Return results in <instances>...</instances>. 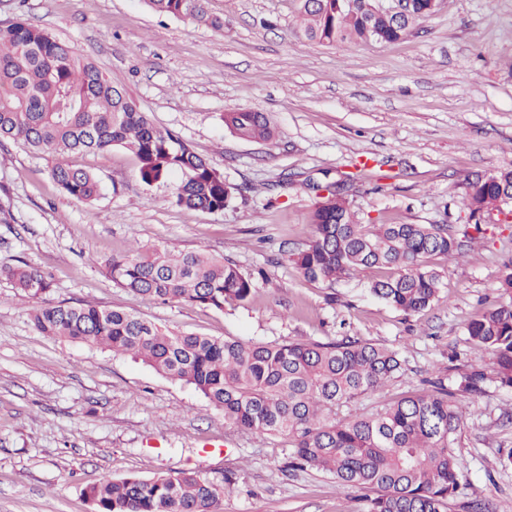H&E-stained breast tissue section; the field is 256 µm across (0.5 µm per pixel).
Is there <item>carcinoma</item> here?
Masks as SVG:
<instances>
[{
	"label": "carcinoma",
	"instance_id": "obj_1",
	"mask_svg": "<svg viewBox=\"0 0 512 512\" xmlns=\"http://www.w3.org/2000/svg\"><path fill=\"white\" fill-rule=\"evenodd\" d=\"M156 13L224 30L207 0H145ZM297 30L309 41L361 44L394 42L429 16L431 0H413L407 14L377 9L375 0H296ZM224 126L248 141L270 142L276 129L262 112H226ZM13 142L59 158L52 180L68 196L92 203L102 187L91 173L61 160L66 154L107 152L115 147L138 161L146 186L178 172L175 202L190 210L219 212L241 189L210 166L190 144L158 128L119 85L87 57L40 28L17 19L0 25V144ZM463 205L475 229L497 211L512 219V164L468 180ZM446 224H363L348 190L317 201L305 247L293 262L304 278L333 284L359 270L388 267L394 275L369 291L412 315L439 299L440 273L433 256L461 251ZM112 282L148 300L177 301L224 310L250 302L254 274L204 251L135 248L103 261ZM32 300L35 330L141 360L155 371L192 386L224 413L230 428L259 438L286 436L293 464L332 475L344 490L362 493L360 512H448L458 493L464 463L457 453L463 414L437 380L431 389L404 397L361 417L336 421V407L376 392L402 369L395 349L346 336L335 342L253 343L163 329L127 311L93 305L43 306L53 282L31 266L0 272ZM501 284L509 300L467 326L469 339L492 356L495 379L512 387V258ZM483 370L463 376L477 392ZM235 474L216 482L198 471L143 478L129 475L86 489L93 512H222Z\"/></svg>",
	"mask_w": 512,
	"mask_h": 512
}]
</instances>
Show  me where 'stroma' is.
I'll return each instance as SVG.
<instances>
[{"label":"stroma","instance_id":"35a3bbf8","mask_svg":"<svg viewBox=\"0 0 512 512\" xmlns=\"http://www.w3.org/2000/svg\"><path fill=\"white\" fill-rule=\"evenodd\" d=\"M217 32L151 11L143 0H0V22L24 19L76 48L121 84L154 124L175 132L243 191L217 213L176 205L179 175L144 186L129 152L66 155L102 185L91 205L53 182L55 157L0 146V267L28 263L52 277L44 303L122 309L173 331L253 342L354 336L399 351L403 369L337 418L376 412L444 381L462 410L466 468L451 512L475 498L512 503V388L491 380L490 354L467 336L502 293L512 224L474 228L466 180L512 163V0H439L405 39L319 44L296 28L295 0H209ZM267 114L270 142L225 129L224 113ZM374 159L352 207L367 224H447L465 248L432 258L440 298L407 315L372 297L364 269L328 286L306 280L291 255L306 240L316 199L308 176ZM286 188H278L279 180ZM202 249L258 274L244 307L160 303L115 285L103 257L131 248ZM27 300L0 280V512H92L89 485L182 470L238 484L224 512H357L335 479L288 466L287 437L230 429L192 386L142 361L38 333ZM488 373L478 394L465 373Z\"/></svg>","mask_w":512,"mask_h":512}]
</instances>
